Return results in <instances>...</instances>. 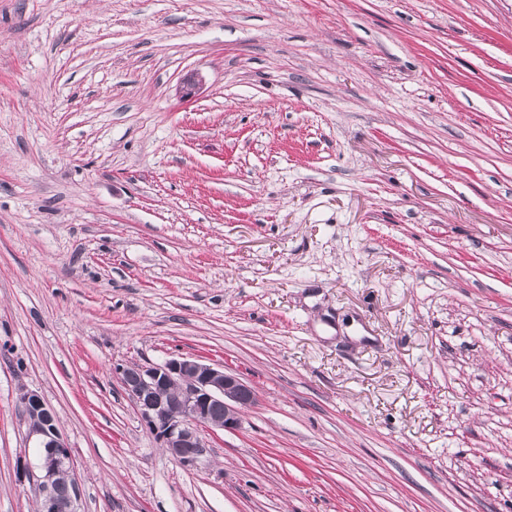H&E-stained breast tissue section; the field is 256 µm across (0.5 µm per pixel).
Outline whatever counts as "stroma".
Instances as JSON below:
<instances>
[{
  "label": "stroma",
  "mask_w": 512,
  "mask_h": 512,
  "mask_svg": "<svg viewBox=\"0 0 512 512\" xmlns=\"http://www.w3.org/2000/svg\"><path fill=\"white\" fill-rule=\"evenodd\" d=\"M172 357L257 393L202 470ZM25 391L82 512H512V0H0V512ZM128 368L116 370L141 421L185 467L202 468L208 463L209 448L201 430H237L242 426L241 410L256 403V394L242 378L199 359L179 357L135 365L133 374ZM168 386L175 389L173 400L164 393ZM213 402L224 407L212 405L209 415Z\"/></svg>",
  "instance_id": "obj_1"
}]
</instances>
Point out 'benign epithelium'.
Segmentation results:
<instances>
[{
  "mask_svg": "<svg viewBox=\"0 0 512 512\" xmlns=\"http://www.w3.org/2000/svg\"><path fill=\"white\" fill-rule=\"evenodd\" d=\"M134 372L120 367L119 378L131 397L141 421L163 443L168 453L181 465L202 468L208 463L209 448L201 437L205 430L241 428L240 412L256 403L252 388L236 374L195 358H169L160 364L135 365ZM175 389L169 399L164 388ZM214 402L224 404V419L214 420L208 413ZM24 410L39 414L40 420L28 424L26 441L40 449L36 481L41 512H80L81 488L71 477L68 496L56 495L61 471L73 468V460L55 420V412L36 392L20 395Z\"/></svg>",
  "mask_w": 512,
  "mask_h": 512,
  "instance_id": "7a95c632",
  "label": "benign epithelium"
}]
</instances>
